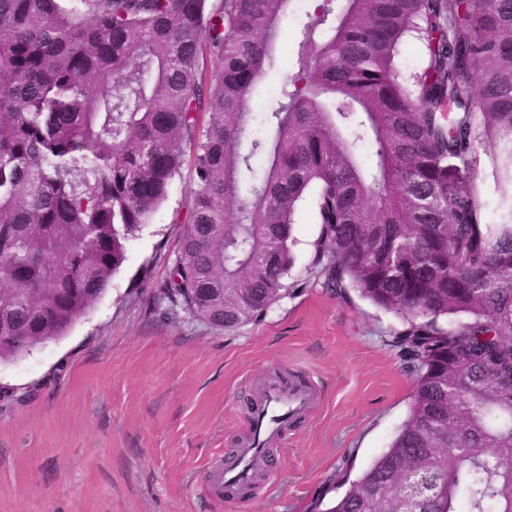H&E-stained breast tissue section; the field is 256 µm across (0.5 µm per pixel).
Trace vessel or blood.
Here are the masks:
<instances>
[{
	"instance_id": "vessel-or-blood-1",
	"label": "vessel or blood",
	"mask_w": 512,
	"mask_h": 512,
	"mask_svg": "<svg viewBox=\"0 0 512 512\" xmlns=\"http://www.w3.org/2000/svg\"><path fill=\"white\" fill-rule=\"evenodd\" d=\"M317 403L318 395L312 383L266 384L260 391L246 439L212 469L211 483L216 494L238 497L250 492L254 486L255 462L266 457L272 446L281 443L288 429L307 417Z\"/></svg>"
}]
</instances>
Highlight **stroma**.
I'll return each mask as SVG.
<instances>
[{
  "label": "stroma",
  "mask_w": 512,
  "mask_h": 512,
  "mask_svg": "<svg viewBox=\"0 0 512 512\" xmlns=\"http://www.w3.org/2000/svg\"><path fill=\"white\" fill-rule=\"evenodd\" d=\"M299 0L264 111L307 21ZM193 175L127 244L106 295L68 336L0 366V512H326L389 446L415 378L389 340L402 323L309 279L317 227H295L290 295L227 333L171 313L162 285L179 252ZM312 380L319 404L275 447L252 495L224 501L209 472L244 438V404L276 372Z\"/></svg>",
  "instance_id": "obj_1"
}]
</instances>
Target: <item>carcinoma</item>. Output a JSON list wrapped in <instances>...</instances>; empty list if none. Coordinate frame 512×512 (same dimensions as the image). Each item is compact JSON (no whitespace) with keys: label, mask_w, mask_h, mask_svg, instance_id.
I'll return each mask as SVG.
<instances>
[{"label":"carcinoma","mask_w":512,"mask_h":512,"mask_svg":"<svg viewBox=\"0 0 512 512\" xmlns=\"http://www.w3.org/2000/svg\"><path fill=\"white\" fill-rule=\"evenodd\" d=\"M294 2L0 0V362L104 297L188 144L169 306L260 320L309 203L307 271L403 321L409 416L326 512H512V0H311L257 112ZM407 38L427 52L410 87ZM487 144L493 224L466 176ZM308 11H310V1L303 0V2H298L295 11L291 12L285 19L279 64L266 77L252 100V105L257 112L264 111L267 101L275 95L281 79L288 71V58L298 42L303 24L308 21L306 17V12Z\"/></svg>","instance_id":"cac0c4a2"}]
</instances>
